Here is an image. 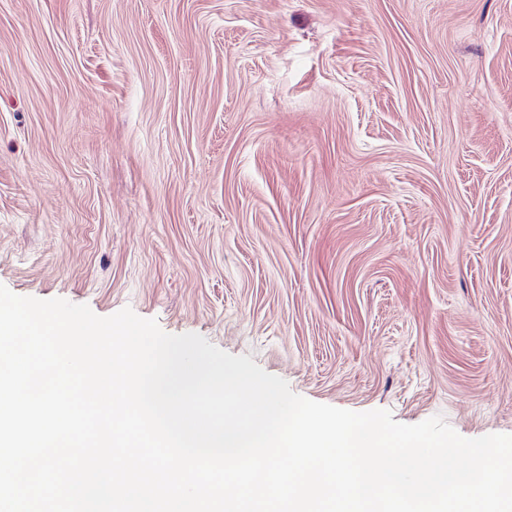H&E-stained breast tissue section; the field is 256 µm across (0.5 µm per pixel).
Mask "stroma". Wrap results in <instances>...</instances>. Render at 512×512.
I'll return each mask as SVG.
<instances>
[{"instance_id": "1", "label": "stroma", "mask_w": 512, "mask_h": 512, "mask_svg": "<svg viewBox=\"0 0 512 512\" xmlns=\"http://www.w3.org/2000/svg\"><path fill=\"white\" fill-rule=\"evenodd\" d=\"M0 285L512 434V0H0Z\"/></svg>"}]
</instances>
